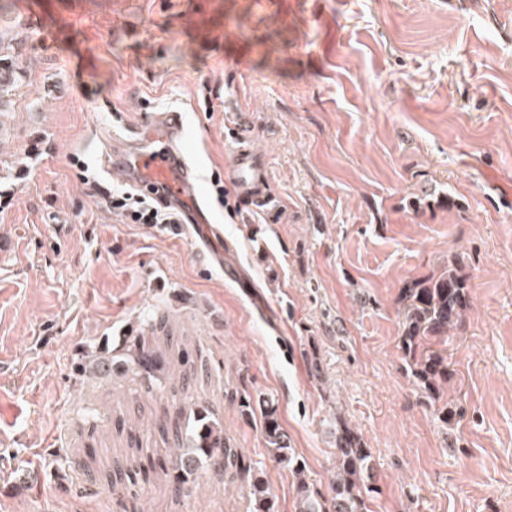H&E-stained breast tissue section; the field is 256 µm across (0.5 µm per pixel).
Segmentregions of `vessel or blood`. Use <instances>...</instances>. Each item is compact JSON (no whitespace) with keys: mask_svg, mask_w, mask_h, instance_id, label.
<instances>
[{"mask_svg":"<svg viewBox=\"0 0 512 512\" xmlns=\"http://www.w3.org/2000/svg\"><path fill=\"white\" fill-rule=\"evenodd\" d=\"M184 114L177 109L147 115L131 136H113L108 166L133 187H150L153 194L175 203L179 223L204 232L214 242L203 250L206 261L223 263L224 253L217 250L224 234L212 222L203 201L197 170L185 149ZM235 147L230 159L232 182L238 194L252 207L270 208L269 171L265 156L250 144L242 127L229 128Z\"/></svg>","mask_w":512,"mask_h":512,"instance_id":"1","label":"vessel or blood"}]
</instances>
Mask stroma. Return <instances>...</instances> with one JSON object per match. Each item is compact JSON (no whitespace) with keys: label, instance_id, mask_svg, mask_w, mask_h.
<instances>
[{"label":"stroma","instance_id":"35a3bbf8","mask_svg":"<svg viewBox=\"0 0 512 512\" xmlns=\"http://www.w3.org/2000/svg\"><path fill=\"white\" fill-rule=\"evenodd\" d=\"M0 36L20 71L0 106V512L109 505L118 421L174 410L126 368L80 366L162 320L167 391L223 424L277 512L296 487L245 389L275 400L322 495L346 426L371 452L372 512H512V0H0ZM230 92L277 220L220 193ZM171 108L248 287L88 195L122 184L113 130ZM456 257L470 308L447 426L401 359L398 298ZM134 491L145 512H252L208 469L186 496L160 473Z\"/></svg>","mask_w":512,"mask_h":512}]
</instances>
